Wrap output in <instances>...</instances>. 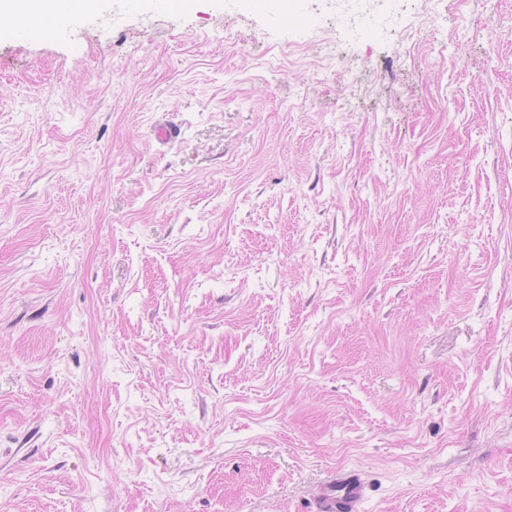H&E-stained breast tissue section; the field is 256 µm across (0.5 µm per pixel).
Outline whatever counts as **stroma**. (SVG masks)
Masks as SVG:
<instances>
[{
  "label": "stroma",
  "mask_w": 512,
  "mask_h": 512,
  "mask_svg": "<svg viewBox=\"0 0 512 512\" xmlns=\"http://www.w3.org/2000/svg\"><path fill=\"white\" fill-rule=\"evenodd\" d=\"M170 2L0 39V512H512V0ZM365 483L351 472L336 471L314 498L312 512H361Z\"/></svg>",
  "instance_id": "35a3bbf8"
}]
</instances>
